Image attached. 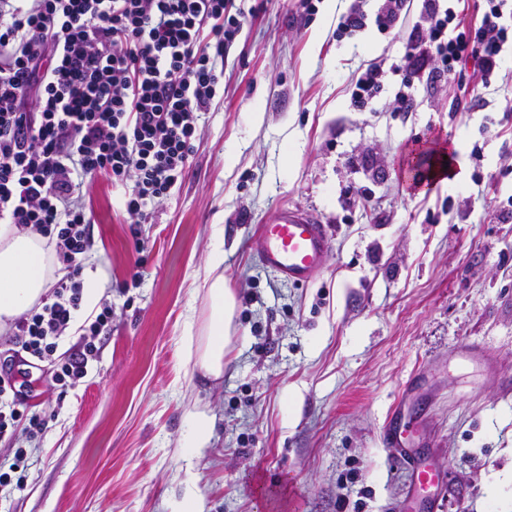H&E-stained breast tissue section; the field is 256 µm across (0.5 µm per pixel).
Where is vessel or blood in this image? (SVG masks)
Here are the masks:
<instances>
[{"instance_id":"obj_1","label":"vessel or blood","mask_w":512,"mask_h":512,"mask_svg":"<svg viewBox=\"0 0 512 512\" xmlns=\"http://www.w3.org/2000/svg\"><path fill=\"white\" fill-rule=\"evenodd\" d=\"M261 236L260 264L296 285L310 282L320 272L332 247L327 225L315 214L299 210H278L262 225ZM424 413L408 396H401L385 424L384 440L394 448L395 463L407 476L406 495L412 506L418 512H439L445 500V477L429 467L417 449L405 445L409 420Z\"/></svg>"}]
</instances>
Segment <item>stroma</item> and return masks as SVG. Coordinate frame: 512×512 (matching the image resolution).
I'll use <instances>...</instances> for the list:
<instances>
[{
    "mask_svg": "<svg viewBox=\"0 0 512 512\" xmlns=\"http://www.w3.org/2000/svg\"><path fill=\"white\" fill-rule=\"evenodd\" d=\"M352 2L311 15L301 0H236L223 86L169 195L137 217L108 177L85 180L95 246L82 273L102 283L112 332L73 388L32 370L29 410L52 418L36 439L0 440V463L29 456L0 512H175L189 475L204 512H402L406 476L382 431L413 375L426 415L412 439L450 477L442 512H512V55L480 110L450 111L455 84L420 81L400 112L389 68L406 38L372 24L338 36ZM372 62L388 75L360 111L351 83ZM416 142L452 151L454 185L410 192ZM280 207L330 227L308 284L259 263ZM215 224L237 300L217 379L187 351ZM463 343L488 364H460ZM194 404L214 430L191 455Z\"/></svg>",
    "mask_w": 512,
    "mask_h": 512,
    "instance_id": "stroma-1",
    "label": "stroma"
}]
</instances>
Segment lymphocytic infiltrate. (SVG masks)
<instances>
[{"mask_svg":"<svg viewBox=\"0 0 512 512\" xmlns=\"http://www.w3.org/2000/svg\"><path fill=\"white\" fill-rule=\"evenodd\" d=\"M466 26L457 0H423L425 26H413L395 72L399 110L413 106L415 81L457 83L456 111L481 98L471 77L489 84L512 46L508 0H484ZM233 0H0V223L48 240L64 275L11 326L13 349L0 362V437L27 421V360L54 367L52 381L80 382L96 360V338L112 331L102 303L76 349L59 357V340L79 309V273L94 247L79 181L101 174L124 189L128 214L145 215L182 177L221 85L218 58L240 30ZM472 64L465 73L464 64ZM35 109H28V98Z\"/></svg>","mask_w":512,"mask_h":512,"instance_id":"1","label":"lymphocytic infiltrate"}]
</instances>
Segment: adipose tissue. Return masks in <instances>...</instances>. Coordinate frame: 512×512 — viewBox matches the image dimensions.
Returning <instances> with one entry per match:
<instances>
[{
    "mask_svg": "<svg viewBox=\"0 0 512 512\" xmlns=\"http://www.w3.org/2000/svg\"><path fill=\"white\" fill-rule=\"evenodd\" d=\"M55 272L45 238L0 224V327L30 309L45 293ZM208 314L195 350L205 375L220 378L231 342L235 296L224 279V227H211V249L203 269Z\"/></svg>",
    "mask_w": 512,
    "mask_h": 512,
    "instance_id": "ef3b65f1",
    "label": "adipose tissue"
}]
</instances>
